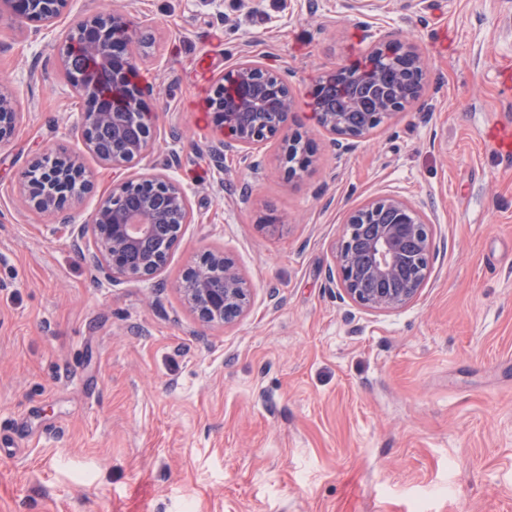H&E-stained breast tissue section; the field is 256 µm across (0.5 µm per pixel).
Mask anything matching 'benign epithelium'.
<instances>
[{
    "label": "benign epithelium",
    "instance_id": "7a95c632",
    "mask_svg": "<svg viewBox=\"0 0 512 512\" xmlns=\"http://www.w3.org/2000/svg\"><path fill=\"white\" fill-rule=\"evenodd\" d=\"M20 19L56 33L70 0H0ZM57 69L78 98L92 105L78 129L86 152L102 166L120 170L149 154L155 114L145 111L148 90L132 82L136 34L122 10L92 12L59 35ZM83 59L78 71L72 58ZM427 60L409 40L377 41L362 67H341L322 77L314 92L319 127L348 151L380 128L421 94ZM221 138L214 155L236 153L243 159L271 141L281 145L280 164L293 178L308 167L303 135L297 131V92L286 78L249 57L217 80L209 100ZM21 113L11 90L0 85V144L12 135ZM167 171L130 173L112 182L80 236L90 235L93 249L82 259L96 275L154 279L163 271L183 227L193 220L190 191ZM78 155L56 156L41 180L43 192H23L26 206L52 213L67 197L79 201L87 189ZM434 224L398 195L373 198L352 209L343 224L337 265L329 280L342 299L376 313L401 310L424 287L432 261ZM184 303L206 326L237 321L249 309L251 288L235 261L222 251H207L188 267L180 288Z\"/></svg>",
    "mask_w": 512,
    "mask_h": 512
}]
</instances>
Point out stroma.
Returning <instances> with one entry per match:
<instances>
[{"label": "stroma", "mask_w": 512, "mask_h": 512, "mask_svg": "<svg viewBox=\"0 0 512 512\" xmlns=\"http://www.w3.org/2000/svg\"><path fill=\"white\" fill-rule=\"evenodd\" d=\"M124 7L135 79L156 113L149 164L190 190L161 275L97 278L73 235L112 188L53 214L22 211L35 162L77 146L86 109L54 42L0 19V83L20 121L0 145V512H512V0H72L64 23ZM412 37L420 97L348 153L312 120L329 71ZM289 75L312 164L278 147L215 164L207 98L243 57ZM145 163V164H148ZM145 164L133 162L129 172ZM434 224L414 302L373 313L327 276L350 209L384 194ZM284 215L279 231L269 219ZM220 249L252 287L237 321L204 327L184 270Z\"/></svg>", "instance_id": "stroma-1"}]
</instances>
